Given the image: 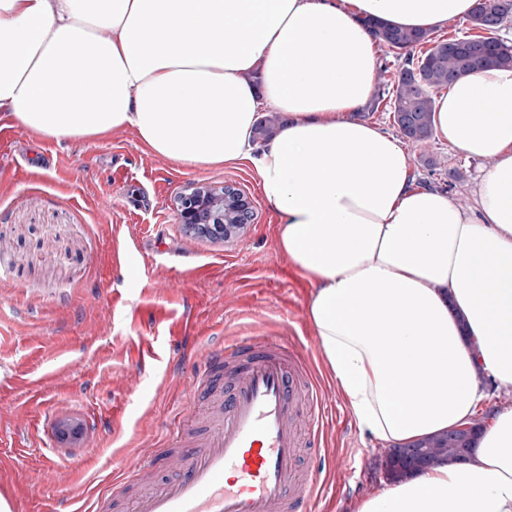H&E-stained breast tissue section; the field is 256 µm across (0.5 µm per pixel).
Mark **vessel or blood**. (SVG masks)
Here are the masks:
<instances>
[{"label": "vessel or blood", "instance_id": "obj_1", "mask_svg": "<svg viewBox=\"0 0 512 512\" xmlns=\"http://www.w3.org/2000/svg\"><path fill=\"white\" fill-rule=\"evenodd\" d=\"M234 364L232 384L224 368ZM225 394L202 437L179 430L152 460L170 479L131 498L132 512H311L315 480L299 465L322 402L307 354L255 335L211 350L190 389Z\"/></svg>", "mask_w": 512, "mask_h": 512}]
</instances>
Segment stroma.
I'll return each mask as SVG.
<instances>
[{"label": "stroma", "instance_id": "obj_1", "mask_svg": "<svg viewBox=\"0 0 512 512\" xmlns=\"http://www.w3.org/2000/svg\"><path fill=\"white\" fill-rule=\"evenodd\" d=\"M0 146V496L19 512H125L129 471L164 447L175 418L204 415L214 397L187 383L212 345L255 333L309 353L314 382L335 409L321 451L304 453L322 492L313 512H352L385 486L381 446L361 433L320 355L306 317L312 284L277 250L279 216L246 161L185 165L154 154L130 128L58 143L13 127ZM456 186L435 189L473 203L482 162L439 141L407 145ZM230 184L253 218L229 241L186 235L178 195ZM65 418L84 424L61 440Z\"/></svg>", "mask_w": 512, "mask_h": 512}]
</instances>
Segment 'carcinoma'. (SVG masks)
I'll list each match as a JSON object with an SVG mask.
<instances>
[{
    "mask_svg": "<svg viewBox=\"0 0 512 512\" xmlns=\"http://www.w3.org/2000/svg\"><path fill=\"white\" fill-rule=\"evenodd\" d=\"M485 7L499 13L501 27L512 15V0H485ZM368 24L380 46L399 62L396 74L389 66H382V93L373 101L370 111L389 113L393 126L416 147L422 148L433 139V91L483 68L512 67V43L504 38L494 41L489 57L476 59L448 51V43L471 40L475 38L473 34L441 39L430 31L394 28L379 20H370ZM279 122L276 115L261 117L255 127L256 139L270 138ZM426 445L432 465L451 459L456 453L442 436L426 440Z\"/></svg>",
    "mask_w": 512,
    "mask_h": 512,
    "instance_id": "cac0c4a2",
    "label": "carcinoma"
}]
</instances>
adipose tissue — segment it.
Here are the masks:
<instances>
[{
  "label": "adipose tissue",
  "mask_w": 512,
  "mask_h": 512,
  "mask_svg": "<svg viewBox=\"0 0 512 512\" xmlns=\"http://www.w3.org/2000/svg\"><path fill=\"white\" fill-rule=\"evenodd\" d=\"M476 0H0V113L59 142L132 128L189 164L247 160L277 248L315 287L307 317L360 431L389 448L471 423L484 379L512 395V69L453 83L434 136L484 161L471 206L413 184L357 120L367 22L430 30ZM282 123L254 141L262 106ZM353 512H512V404L469 462L443 461Z\"/></svg>",
  "instance_id": "1"
}]
</instances>
